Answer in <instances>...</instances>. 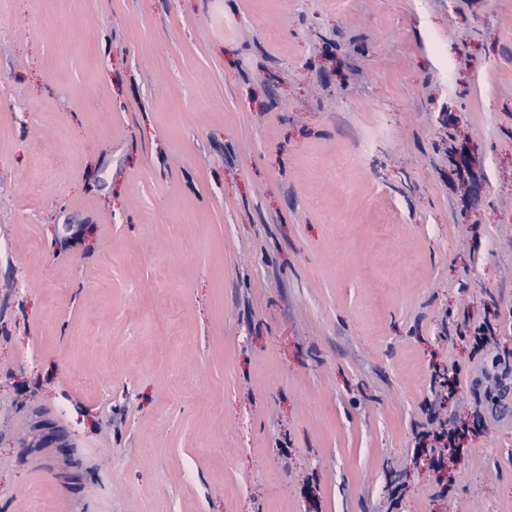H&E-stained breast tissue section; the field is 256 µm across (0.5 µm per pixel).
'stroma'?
I'll return each mask as SVG.
<instances>
[{
	"instance_id": "1",
	"label": "stroma",
	"mask_w": 512,
	"mask_h": 512,
	"mask_svg": "<svg viewBox=\"0 0 512 512\" xmlns=\"http://www.w3.org/2000/svg\"><path fill=\"white\" fill-rule=\"evenodd\" d=\"M502 357L512 0H0V512H512Z\"/></svg>"
}]
</instances>
